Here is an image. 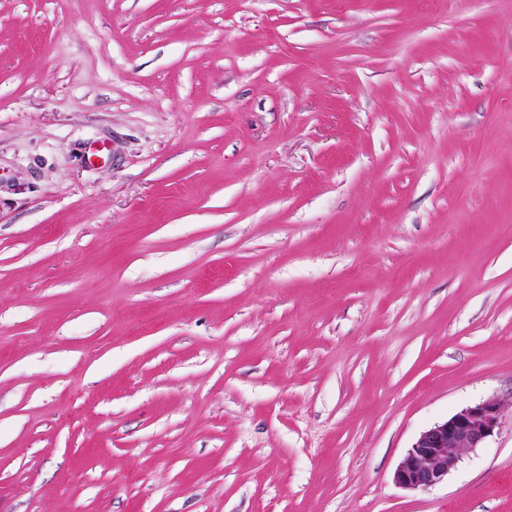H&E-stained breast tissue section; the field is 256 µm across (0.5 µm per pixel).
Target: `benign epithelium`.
I'll use <instances>...</instances> for the list:
<instances>
[{
  "label": "benign epithelium",
  "mask_w": 512,
  "mask_h": 512,
  "mask_svg": "<svg viewBox=\"0 0 512 512\" xmlns=\"http://www.w3.org/2000/svg\"><path fill=\"white\" fill-rule=\"evenodd\" d=\"M501 415V400L492 396L422 431L396 466L395 484L426 491L444 483L464 453L482 447L494 435Z\"/></svg>",
  "instance_id": "benign-epithelium-1"
}]
</instances>
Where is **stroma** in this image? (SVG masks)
<instances>
[{"label":"stroma","mask_w":512,"mask_h":512,"mask_svg":"<svg viewBox=\"0 0 512 512\" xmlns=\"http://www.w3.org/2000/svg\"><path fill=\"white\" fill-rule=\"evenodd\" d=\"M0 512H512V0H0ZM501 415V400L492 396L422 431L396 466L395 484L426 491L444 483L464 453L481 448L494 435Z\"/></svg>","instance_id":"stroma-1"}]
</instances>
